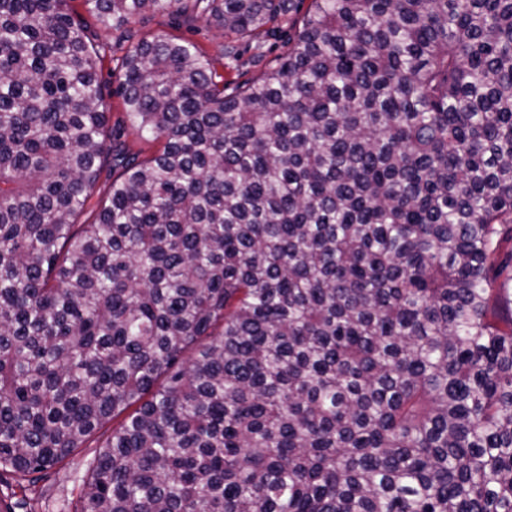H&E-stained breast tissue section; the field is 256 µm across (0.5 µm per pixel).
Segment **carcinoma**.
Returning a JSON list of instances; mask_svg holds the SVG:
<instances>
[{
	"label": "carcinoma",
	"mask_w": 512,
	"mask_h": 512,
	"mask_svg": "<svg viewBox=\"0 0 512 512\" xmlns=\"http://www.w3.org/2000/svg\"><path fill=\"white\" fill-rule=\"evenodd\" d=\"M72 2L0 0V470L110 422L79 512H512V0H194L288 55L130 45L143 159ZM239 56L236 61L229 62L224 58V75L234 79L237 75L239 81H248L259 76L262 71L275 66L279 60L288 53V20L278 22L264 38L253 40H240L236 43ZM256 44L263 48L264 58L260 63L255 62ZM232 68L228 69L226 64ZM128 130L125 132V135L121 138V141L124 142L125 147L131 153H139L141 158L149 157L156 153L161 147L162 142L159 140H152L141 138L139 135L133 133L127 127Z\"/></svg>",
	"instance_id": "obj_1"
}]
</instances>
